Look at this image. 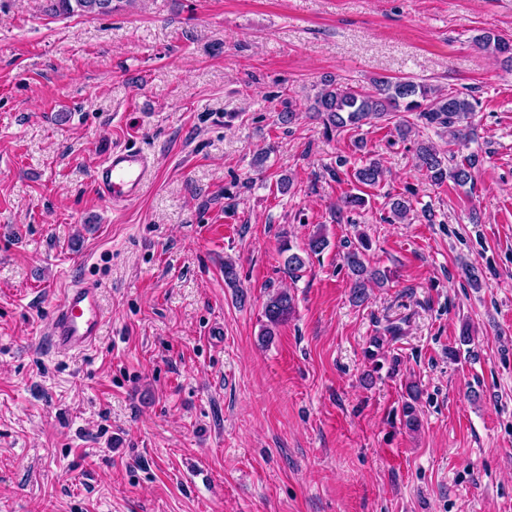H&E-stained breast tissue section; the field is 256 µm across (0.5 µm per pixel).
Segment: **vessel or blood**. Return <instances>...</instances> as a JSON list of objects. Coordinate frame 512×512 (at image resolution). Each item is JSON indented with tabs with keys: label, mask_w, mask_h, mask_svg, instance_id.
Wrapping results in <instances>:
<instances>
[{
	"label": "vessel or blood",
	"mask_w": 512,
	"mask_h": 512,
	"mask_svg": "<svg viewBox=\"0 0 512 512\" xmlns=\"http://www.w3.org/2000/svg\"><path fill=\"white\" fill-rule=\"evenodd\" d=\"M150 169V159L141 151L127 146L116 148L95 169L93 184L105 198L127 201L141 194ZM103 322L97 287L72 285L54 308L50 345L65 354L88 350L98 341Z\"/></svg>",
	"instance_id": "obj_1"
}]
</instances>
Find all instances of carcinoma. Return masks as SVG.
<instances>
[{
  "label": "carcinoma",
  "mask_w": 512,
  "mask_h": 512,
  "mask_svg": "<svg viewBox=\"0 0 512 512\" xmlns=\"http://www.w3.org/2000/svg\"><path fill=\"white\" fill-rule=\"evenodd\" d=\"M112 3L113 0H48V11L54 15H109L113 10ZM474 44L512 66L511 40L487 32L476 36ZM372 86L373 90L367 92L327 80L312 111L322 120L325 129L337 132L358 128L392 112H417L426 123L448 129L455 141L474 139V129L466 124L476 111L477 101L472 95L460 91L437 94L429 85L413 80L375 79ZM416 160L433 183L440 185L450 179L459 186H465L473 182L474 171L481 166L483 158L479 153L471 152L459 160L453 152L447 154L432 144L422 143L418 147ZM383 177L384 170L377 161L363 164L354 173L355 181L363 186H376ZM328 244V239L320 232L311 236L301 254L291 252V247L283 244L281 252L286 254L284 270L288 274H296L305 266V256L321 253ZM368 247V240L360 236L358 246L344 255L347 266L355 276L352 288L357 301L364 298L368 283L381 285L386 278L379 272L367 274L363 256ZM292 312L291 295L280 292L270 296L264 307L265 324L261 336H272L274 329L286 323Z\"/></svg>",
  "instance_id": "cac0c4a2"
}]
</instances>
